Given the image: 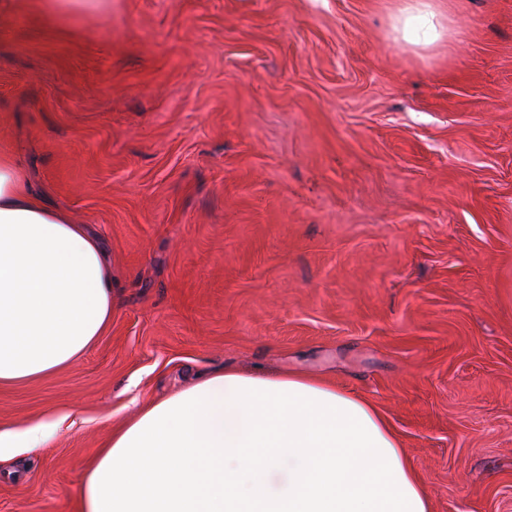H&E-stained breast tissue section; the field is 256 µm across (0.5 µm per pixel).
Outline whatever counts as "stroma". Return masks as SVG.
Here are the masks:
<instances>
[{"instance_id":"obj_1","label":"stroma","mask_w":512,"mask_h":512,"mask_svg":"<svg viewBox=\"0 0 512 512\" xmlns=\"http://www.w3.org/2000/svg\"><path fill=\"white\" fill-rule=\"evenodd\" d=\"M96 0L0 15V145L98 238L112 322L0 386V512H79L113 433L203 375L368 400L432 512H512V0ZM93 0H42L34 4L45 15L69 16L76 12L75 6L90 7ZM394 29L411 45L430 46L445 30L443 20L427 0L406 1L396 17ZM60 419H47L20 429L0 432V461L13 458L16 448H41L62 424Z\"/></svg>"}]
</instances>
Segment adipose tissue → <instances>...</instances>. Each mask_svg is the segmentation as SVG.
Instances as JSON below:
<instances>
[{
    "mask_svg": "<svg viewBox=\"0 0 512 512\" xmlns=\"http://www.w3.org/2000/svg\"><path fill=\"white\" fill-rule=\"evenodd\" d=\"M394 28L429 46L445 30L430 0ZM112 322V274L97 240L31 192L0 149V384L79 359ZM48 419L0 432V461L40 448ZM81 512H431L399 442L368 401L298 376L223 372L151 403L86 474Z\"/></svg>",
    "mask_w": 512,
    "mask_h": 512,
    "instance_id": "adipose-tissue-1",
    "label": "adipose tissue"
}]
</instances>
